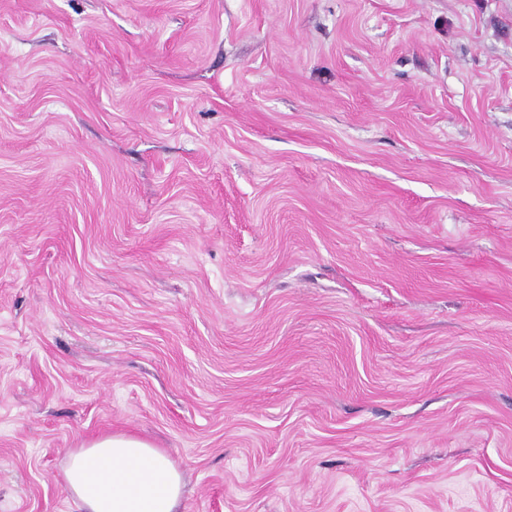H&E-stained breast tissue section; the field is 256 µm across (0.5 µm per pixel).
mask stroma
I'll return each instance as SVG.
<instances>
[{
  "instance_id": "35a3bbf8",
  "label": "stroma",
  "mask_w": 512,
  "mask_h": 512,
  "mask_svg": "<svg viewBox=\"0 0 512 512\" xmlns=\"http://www.w3.org/2000/svg\"><path fill=\"white\" fill-rule=\"evenodd\" d=\"M112 432L179 512H512V0H0V512Z\"/></svg>"
}]
</instances>
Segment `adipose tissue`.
<instances>
[{
    "label": "adipose tissue",
    "mask_w": 512,
    "mask_h": 512,
    "mask_svg": "<svg viewBox=\"0 0 512 512\" xmlns=\"http://www.w3.org/2000/svg\"><path fill=\"white\" fill-rule=\"evenodd\" d=\"M63 486L78 512H178L184 479L162 449L118 432L71 450Z\"/></svg>",
    "instance_id": "ef3b65f1"
}]
</instances>
